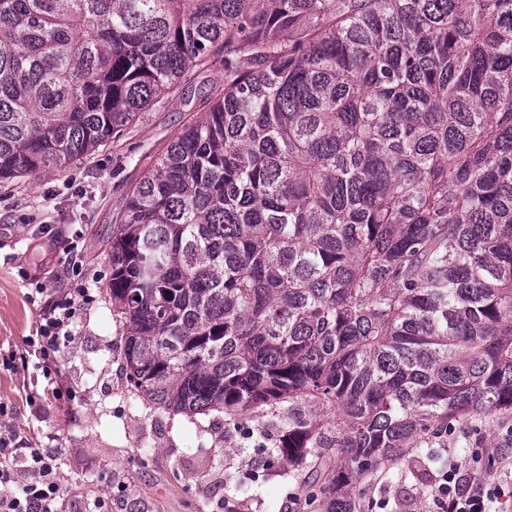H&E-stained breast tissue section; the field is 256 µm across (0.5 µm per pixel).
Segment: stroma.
I'll use <instances>...</instances> for the list:
<instances>
[{"label":"stroma","instance_id":"35a3bbf8","mask_svg":"<svg viewBox=\"0 0 512 512\" xmlns=\"http://www.w3.org/2000/svg\"><path fill=\"white\" fill-rule=\"evenodd\" d=\"M224 94L219 72L183 79L116 138L61 172L0 182V353L30 350L48 298L75 296L72 337L50 368L0 366V427L56 460L61 512H308L296 467L267 464L288 428V407L232 427L146 408L120 374L123 333L106 301L111 259L103 241L134 187L190 117ZM505 420L473 421V448L443 439L433 459L408 449L366 477L363 512H436L431 494L456 465L512 477Z\"/></svg>","mask_w":512,"mask_h":512}]
</instances>
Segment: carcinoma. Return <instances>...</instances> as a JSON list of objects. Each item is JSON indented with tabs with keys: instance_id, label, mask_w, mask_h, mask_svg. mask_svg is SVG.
I'll list each match as a JSON object with an SVG mask.
<instances>
[{
	"instance_id": "carcinoma-1",
	"label": "carcinoma",
	"mask_w": 512,
	"mask_h": 512,
	"mask_svg": "<svg viewBox=\"0 0 512 512\" xmlns=\"http://www.w3.org/2000/svg\"><path fill=\"white\" fill-rule=\"evenodd\" d=\"M214 70L105 240L121 372L168 414L288 404L268 457L358 512L512 419V0H0V182Z\"/></svg>"
}]
</instances>
